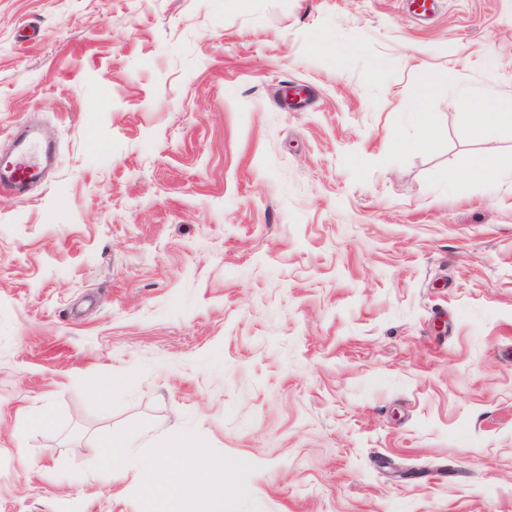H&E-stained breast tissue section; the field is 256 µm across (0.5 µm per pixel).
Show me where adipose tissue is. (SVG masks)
<instances>
[{
    "mask_svg": "<svg viewBox=\"0 0 512 512\" xmlns=\"http://www.w3.org/2000/svg\"><path fill=\"white\" fill-rule=\"evenodd\" d=\"M137 468L144 512H224V463L211 458L201 444L158 449ZM193 477L199 483L189 497L184 488Z\"/></svg>",
    "mask_w": 512,
    "mask_h": 512,
    "instance_id": "ef3b65f1",
    "label": "adipose tissue"
}]
</instances>
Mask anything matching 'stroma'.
Here are the masks:
<instances>
[{
  "mask_svg": "<svg viewBox=\"0 0 512 512\" xmlns=\"http://www.w3.org/2000/svg\"><path fill=\"white\" fill-rule=\"evenodd\" d=\"M489 98L512 0H0V148L57 156L0 193V512H140L116 428L202 443L227 512H512ZM466 175L477 181L496 179L500 174V166L490 156H479L466 160L464 165ZM104 448L93 462V468L112 474L114 467L127 461V452L130 446L128 433L123 429L112 430L110 436L101 445Z\"/></svg>",
  "mask_w": 512,
  "mask_h": 512,
  "instance_id": "1",
  "label": "stroma"
}]
</instances>
